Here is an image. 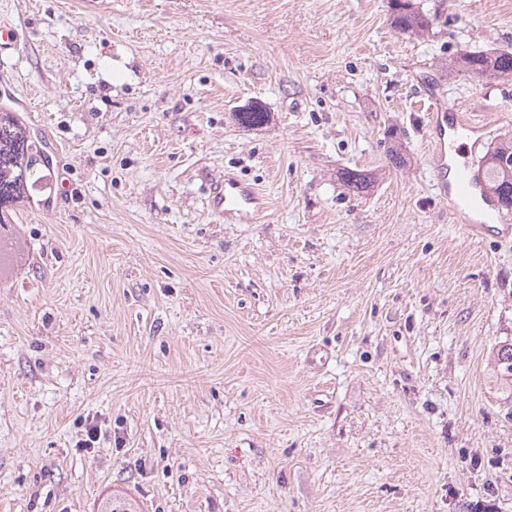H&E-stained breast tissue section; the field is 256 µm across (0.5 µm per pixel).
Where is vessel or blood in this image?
Returning a JSON list of instances; mask_svg holds the SVG:
<instances>
[{"instance_id": "obj_1", "label": "vessel or blood", "mask_w": 512, "mask_h": 512, "mask_svg": "<svg viewBox=\"0 0 512 512\" xmlns=\"http://www.w3.org/2000/svg\"><path fill=\"white\" fill-rule=\"evenodd\" d=\"M469 128L468 123L436 121L430 139L433 171L443 194L447 197L463 233L486 234L492 229L512 232L503 216L484 197L475 179V163L463 153L458 140ZM215 213L225 220H255L264 209L263 198L256 190L227 179L217 184L212 192Z\"/></svg>"}]
</instances>
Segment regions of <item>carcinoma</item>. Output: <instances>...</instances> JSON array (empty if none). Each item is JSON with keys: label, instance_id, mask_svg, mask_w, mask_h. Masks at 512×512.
<instances>
[{"label": "carcinoma", "instance_id": "cac0c4a2", "mask_svg": "<svg viewBox=\"0 0 512 512\" xmlns=\"http://www.w3.org/2000/svg\"><path fill=\"white\" fill-rule=\"evenodd\" d=\"M392 23L401 34L421 37L433 24L414 0H389ZM452 74L476 79L512 81V50L471 51L464 49L448 62ZM237 120L246 126H262L269 121V113L259 107H251L236 113ZM497 162L481 163L486 192L492 194L506 210L512 209V139H504L494 147ZM41 160V152L30 139L20 119L11 112H0V242L9 224L6 210L24 197L25 187L35 166ZM341 181L357 193L368 188L371 177L361 171L346 170ZM512 357V342L501 341L492 348L490 363L496 382L512 399V363L502 364L504 357ZM98 512H142L139 502L120 491L102 498Z\"/></svg>", "mask_w": 512, "mask_h": 512}]
</instances>
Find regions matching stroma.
<instances>
[{
  "instance_id": "1",
  "label": "stroma",
  "mask_w": 512,
  "mask_h": 512,
  "mask_svg": "<svg viewBox=\"0 0 512 512\" xmlns=\"http://www.w3.org/2000/svg\"><path fill=\"white\" fill-rule=\"evenodd\" d=\"M82 2L0 0L48 156L0 280V512H512V234L464 236L428 150L439 111L512 138V81L448 73L512 48V0H416L422 39L388 0ZM227 177L262 221L212 210ZM389 4L392 23L399 33L421 37L429 32L433 20L414 0H390ZM507 356L512 358V343L509 340L501 341L492 348L490 355V363L496 382L499 384L500 389L505 392L506 398L509 403L512 399V363L501 364L498 366L499 361ZM98 512H142L139 502L120 491H112V494L102 498L98 506Z\"/></svg>"
}]
</instances>
